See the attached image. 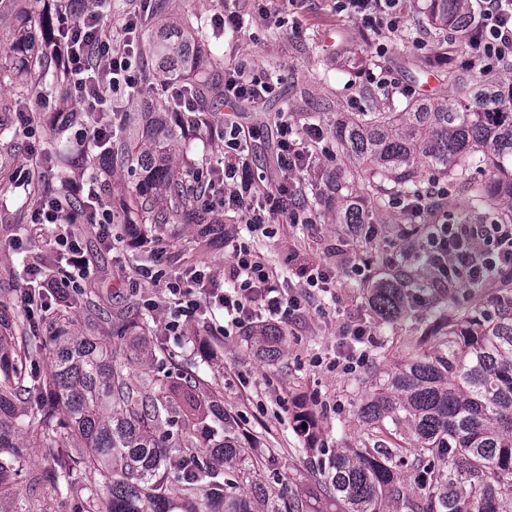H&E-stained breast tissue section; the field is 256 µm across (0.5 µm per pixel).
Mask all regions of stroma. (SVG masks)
<instances>
[{"label":"stroma","instance_id":"obj_1","mask_svg":"<svg viewBox=\"0 0 512 512\" xmlns=\"http://www.w3.org/2000/svg\"><path fill=\"white\" fill-rule=\"evenodd\" d=\"M403 4L404 28L389 41L337 14L333 0H235L236 10L249 20L251 29L234 36L215 23L224 12V0H165L163 14L188 24L203 56L217 63L214 83L199 91V99L209 101L220 95L224 71L231 67L245 65L275 75L277 84L271 96L239 102L216 114L220 121L234 114L243 127L255 130L250 170L257 193L263 194L279 180L275 165L279 113H287L289 122L299 126L319 125L325 135L322 144L311 147L315 169L295 176L304 183L317 181L320 171L344 166V158L332 149L331 133L338 119L348 112L392 105L393 95L371 83L369 73L386 72L399 86L415 90L430 82L434 94L456 96V85L444 82L441 72L451 69L469 76L464 51L454 43L437 40L413 0H403ZM38 130L32 138L16 133L0 147V301L10 302L11 316L25 321L28 313L20 292L31 285L25 273L27 264L58 260V235L74 232L90 270L89 279H77V287L93 285L112 309L143 318L182 366L219 388L225 409L237 415L254 446L262 451L276 449L275 484L284 489L294 488L309 476L307 443L294 419L299 403H307L313 412L326 447H360L363 430L356 412L363 396L362 380L380 362L391 365L411 350H432L431 329L444 315L474 311L488 316L501 295H512V278L493 277L480 290L462 284L435 287L429 273L413 270L409 273L410 291L416 296L413 308L397 320L381 319L369 301L373 286L398 270L402 253L417 246L427 232L426 224H405L400 209L393 207L383 208L385 221L369 239L336 223L334 207L328 203L314 208L315 223H281L270 237L250 235L238 214L218 210L209 212L207 223L169 224L142 236L120 217L110 226L107 246L101 243L94 224L79 225L74 231L65 224H47L32 231L31 188L20 184L16 173L56 155L59 148L54 131L43 124ZM241 241L260 252L283 286L294 279L288 257L295 253L330 265L340 256L365 263L359 276L338 270L328 291L316 292L309 306L285 324L288 343L273 366L261 361L239 335L210 337L212 353L192 352L188 337L204 335L210 325L223 326L224 312L217 307L185 320L182 335L164 333L169 317L165 280L196 265L205 268L216 286H223L224 267L231 261L234 244ZM143 266L162 272V280L139 278L136 270ZM148 299L155 302V310L145 308ZM361 323L374 333L365 362L349 374L330 369L343 335ZM83 483L78 474L56 490L25 482L17 498L22 504L40 499L48 512H72Z\"/></svg>","mask_w":512,"mask_h":512}]
</instances>
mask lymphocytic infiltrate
Listing matches in <instances>:
<instances>
[{"instance_id":"1","label":"lymphocytic infiltrate","mask_w":512,"mask_h":512,"mask_svg":"<svg viewBox=\"0 0 512 512\" xmlns=\"http://www.w3.org/2000/svg\"><path fill=\"white\" fill-rule=\"evenodd\" d=\"M401 0H336L337 12L354 19L361 27L392 37L404 26ZM478 28L466 47V65L486 75L512 65V0H476ZM55 10L61 17L65 45L46 42L51 52H62L66 71L65 101L59 107V127L67 144L83 151L99 145L108 134L105 126L90 127L72 121V113L100 109L106 93L138 91L143 83L141 70L126 37L112 38L104 17L90 8L74 16L70 0H57ZM277 162L285 174L307 169L310 165L308 142H319L323 133L318 126L301 129L288 121L279 126ZM249 137L235 122L224 125V153L229 161L224 177L209 180V197L219 198L225 210L241 213L249 232L266 233L275 220L288 224H311L315 218L300 205H286V197L295 194L296 185L283 182L274 192L257 198L252 181H239L240 170L249 169ZM407 263L428 270L436 280L448 283H477L493 274L512 275V224H451L433 221L421 248L408 250ZM298 291L289 293L278 285L271 267L266 265L247 243L235 244L232 261L224 274L229 288H215L202 271L188 279L168 282L165 289L174 305L173 318L165 333H182L181 318H194L205 309L220 306L224 311V335L242 331L254 320L285 321L301 308L307 289H325L329 272L322 264L309 261L297 268Z\"/></svg>"}]
</instances>
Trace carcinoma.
Wrapping results in <instances>:
<instances>
[{
	"label": "carcinoma",
	"mask_w": 512,
	"mask_h": 512,
	"mask_svg": "<svg viewBox=\"0 0 512 512\" xmlns=\"http://www.w3.org/2000/svg\"><path fill=\"white\" fill-rule=\"evenodd\" d=\"M28 0H0V86L24 84L29 92L51 85L62 94L58 58L30 52L39 37H57L54 13L38 21ZM423 14L456 43L477 24L470 0H423ZM153 77L186 72L189 93L205 86L213 70L200 63L199 47L182 24L156 14L148 22ZM460 83L469 103L446 97L408 98L388 110L350 112L336 123V149L344 168L323 176L321 198L338 202L341 224L376 223V205L407 200L418 191L422 169L468 191V173L483 169L495 188L477 201L512 224V78L492 74ZM39 93L5 111L48 114ZM213 105L191 110L159 99L138 120L120 113L125 135L109 138L82 162L98 179L128 170L137 175L125 217L144 226L197 224L203 216L205 178L179 162L186 130L217 135ZM52 167L36 183L39 193L68 195L73 213L86 200L54 187ZM400 270L373 289L377 315L396 319L414 305ZM0 302V498L13 496L23 449L40 448L53 466L39 480L55 488L74 472L85 475L75 512H512V298L497 303L493 320L445 317L429 353L410 352L366 383L357 410L364 429L360 448L317 446L315 420L307 438L313 454L309 483L283 492L266 480L275 450L262 454L224 411L216 388L182 367L149 326L105 307L93 289L76 288L63 308L41 318L46 336L15 333ZM283 334L262 325L246 345L274 362ZM127 353L115 359L118 346ZM45 375L32 372L41 353ZM36 407L40 418L23 419ZM63 434L58 440L57 433ZM412 465L409 479L402 468Z\"/></svg>",
	"instance_id": "1"
}]
</instances>
